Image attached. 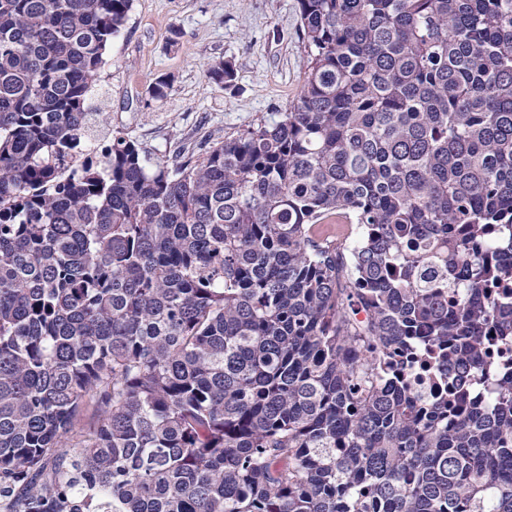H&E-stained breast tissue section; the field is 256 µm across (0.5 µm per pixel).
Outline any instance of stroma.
Listing matches in <instances>:
<instances>
[{
    "label": "stroma",
    "mask_w": 512,
    "mask_h": 512,
    "mask_svg": "<svg viewBox=\"0 0 512 512\" xmlns=\"http://www.w3.org/2000/svg\"><path fill=\"white\" fill-rule=\"evenodd\" d=\"M222 58L236 64L229 88L206 74ZM307 65L297 0H133L88 102L108 121L90 134H122L153 161L193 162L215 143L279 119ZM161 76L172 87L158 100L152 86Z\"/></svg>",
    "instance_id": "stroma-1"
}]
</instances>
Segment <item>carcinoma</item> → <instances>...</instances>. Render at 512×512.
Returning <instances> with one entry per match:
<instances>
[{
	"mask_svg": "<svg viewBox=\"0 0 512 512\" xmlns=\"http://www.w3.org/2000/svg\"><path fill=\"white\" fill-rule=\"evenodd\" d=\"M131 7L0 0V502L512 512V0H297L298 97L173 166L85 150Z\"/></svg>",
	"mask_w": 512,
	"mask_h": 512,
	"instance_id": "obj_1",
	"label": "carcinoma"
}]
</instances>
